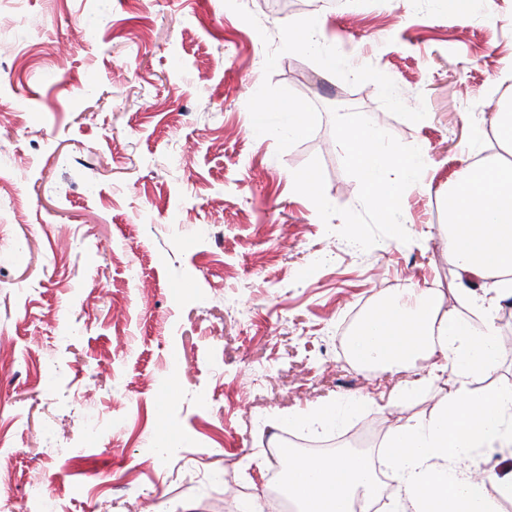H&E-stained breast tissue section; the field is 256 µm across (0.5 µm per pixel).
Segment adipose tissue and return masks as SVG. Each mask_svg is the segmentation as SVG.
Instances as JSON below:
<instances>
[{"instance_id": "adipose-tissue-1", "label": "adipose tissue", "mask_w": 512, "mask_h": 512, "mask_svg": "<svg viewBox=\"0 0 512 512\" xmlns=\"http://www.w3.org/2000/svg\"><path fill=\"white\" fill-rule=\"evenodd\" d=\"M339 142L368 200L384 214L393 240L405 234L392 207L404 185L424 184L421 151L395 156L372 126L341 127ZM448 189V257L460 279L480 283L471 305L479 322L442 311L433 289L409 287L377 301L348 340L351 360L398 369L424 353L441 354L453 379L439 411L396 426L388 435L384 466L399 483L389 512H500L512 501V473L492 484L473 480L460 460L512 447V385L480 393L471 376L487 372L499 351L494 325L499 299L512 296V161L480 157ZM396 169L399 180L385 173ZM282 489L298 512H368L377 478L369 457L336 453L319 460L289 454Z\"/></svg>"}]
</instances>
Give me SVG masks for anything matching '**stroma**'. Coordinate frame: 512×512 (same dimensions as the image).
I'll list each match as a JSON object with an SVG mask.
<instances>
[{
	"mask_svg": "<svg viewBox=\"0 0 512 512\" xmlns=\"http://www.w3.org/2000/svg\"><path fill=\"white\" fill-rule=\"evenodd\" d=\"M14 0L0 19V512H244L264 449L432 415L438 381L359 366L342 326L435 289L469 315L442 195L512 93V0ZM327 18L326 40L291 35ZM371 80L356 79V72ZM312 115L282 133L276 106ZM427 150L391 239L338 142ZM317 177L309 195L299 175ZM491 380L512 384V299ZM328 400L312 435L294 416Z\"/></svg>",
	"mask_w": 512,
	"mask_h": 512,
	"instance_id": "35a3bbf8",
	"label": "stroma"
}]
</instances>
